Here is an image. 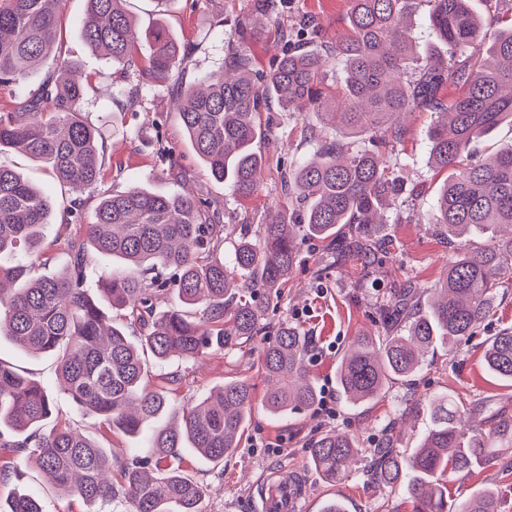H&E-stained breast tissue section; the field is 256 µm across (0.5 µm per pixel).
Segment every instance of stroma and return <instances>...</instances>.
<instances>
[{
  "instance_id": "obj_1",
  "label": "stroma",
  "mask_w": 512,
  "mask_h": 512,
  "mask_svg": "<svg viewBox=\"0 0 512 512\" xmlns=\"http://www.w3.org/2000/svg\"><path fill=\"white\" fill-rule=\"evenodd\" d=\"M254 0H127L125 8L136 21L139 52L149 53V35L162 25L182 44L193 47L196 71L218 69L227 51L225 39L233 35L237 20L248 15ZM87 0H64L60 32V57L81 65L89 77L83 109L103 143L102 167L105 173L99 191L83 195L86 212H93L100 191L120 192L130 185H145L159 193L179 190V183L158 175L153 139L161 137L177 150L187 173V186L207 201L223 206L229 224H260L269 213L287 207L281 191L282 177L292 159L310 153L305 122L284 112L273 113L272 136L264 144L267 163L257 192L246 200L235 198L223 183L215 181L196 156L176 114L172 93L159 88L141 105L127 108L111 100V88L102 74L107 63L93 52L82 37V18ZM345 0H281L273 19L267 20L260 35L248 41L260 72L275 66L283 48V28H299L303 18L312 16L323 24L321 39L334 43L348 31ZM436 114L417 112L408 116L407 133L397 150L407 165L403 176L406 190L395 213L396 223L384 226L389 239L388 254L373 275H364L359 260L350 259L331 267L317 242L301 246L297 268L274 308L269 309L267 334L275 335L281 323L298 326L311 340L308 354L310 373L317 385H335L336 365L353 336L381 329L379 306L392 288L404 281L432 289L444 275L450 248L436 237L428 219L434 209L442 175L424 160L428 151V131ZM0 163L21 172L36 183L56 203L58 210L45 232L44 256L50 268L66 266L68 255L63 239L66 229L60 215L73 196L59 184L52 170L39 161L15 152L0 153ZM512 328V286L498 289L496 307L475 336L461 341L454 352L438 350L428 356L424 368L411 385L393 384L386 396L371 405L353 408L337 401L334 417L319 410L301 411L287 419L270 417L263 407L266 381L259 372L258 358L266 336L241 351L210 354L201 363L180 365L183 379L173 394L176 405L193 402L232 379H243L254 387L249 423L239 448L213 464L193 453H186L190 475L207 488L202 512H256L257 491L271 472L284 470L301 474L307 485L298 512H320L330 498L344 500L348 512H411L404 491H391L367 482L366 457H359L351 475L330 484L310 465L309 447L325 430L333 429L356 437L361 447L374 448L393 428L397 450L414 447L429 422L428 405L432 395L445 392L464 405H481L479 422H490L495 414L512 417V384L486 372L483 349L486 341L502 330ZM0 359L47 387H55V360L47 355H26L9 341L0 342ZM58 404L78 428H92L97 442L111 449L118 458L146 457L143 441L109 432L97 426L96 419L73 411L66 396ZM21 479L0 484V493L34 491L42 499L44 512H85L82 501L49 486L33 464L21 463ZM451 499L463 500L490 486L502 496L503 512H512V449L502 452L487 467L473 474L447 477Z\"/></svg>"
}]
</instances>
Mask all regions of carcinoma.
Listing matches in <instances>:
<instances>
[{"mask_svg":"<svg viewBox=\"0 0 512 512\" xmlns=\"http://www.w3.org/2000/svg\"><path fill=\"white\" fill-rule=\"evenodd\" d=\"M125 0H87L82 25L88 45L109 60L111 99L133 105L170 81L177 85L178 118L197 157L232 194L244 198L260 184L270 134L263 106L274 100L288 114H313L307 127L312 152L295 159L282 181L289 208L276 219L240 225L232 255L222 258L223 213L208 221L206 202L193 194H161L140 185L101 193L86 216L75 197L63 222L75 225L66 239L68 263L47 269L43 232L55 209L52 197L20 172L0 166V260L23 251L24 261L0 263V335L21 349L49 354L57 384L76 410L128 437L150 419L162 423L146 438L151 455L112 465V451L71 426L53 393L0 361V474L18 471L24 458L57 489L79 497L87 512L119 501L126 512H202L206 487L183 471V452L221 463L234 452L250 418L253 388L232 380L194 404L174 407L171 386L150 384V366L177 356L193 362L209 351L244 348L264 330L270 305L291 279L300 245L322 244L338 265L360 257L366 268L382 263L379 226L403 192V181L382 156L402 142L400 117L441 114L429 131L426 165L452 173L439 189L430 223L452 244L448 272L434 296L409 283L393 289L380 306L382 334H359L336 367L347 405L362 407L409 382L424 358L439 347L453 349L473 335L495 308L496 289L512 277V143L495 157L468 164L470 146L504 121L512 123V26L500 30L477 62L468 49L483 34L484 19L471 0H347L349 33L316 51L293 50L262 76L240 43L260 34L257 20L237 22V44L228 49L220 74L186 82L192 49L163 28L152 33L147 60L135 55L134 27ZM423 14L436 53L420 60L405 35V22ZM62 0H0V86L24 88L29 76L58 47ZM336 66V85L327 68ZM461 89L445 100L444 90ZM84 83L69 60L22 103L0 109V149L23 152L48 165L73 189H97L103 181L102 146L82 109ZM334 127L352 138L341 143ZM159 171L178 176L176 152L163 141ZM474 237L486 242L475 245ZM100 259L116 260L125 272L102 271L97 291L89 280ZM177 304L159 310L161 295ZM310 341L284 323L259 360L269 387L265 410L286 418L319 403L307 366ZM484 364L512 382V330L488 339ZM466 408L448 393L430 398L429 426L419 445L403 454L389 444L368 450L367 480L405 490L411 512H501L499 492L487 489L464 501L448 500L445 475L470 474L490 461L495 448L512 444V417L488 429H467ZM358 440L334 430L310 448L311 465L327 482L347 476L360 455ZM0 512H44L40 498L15 492L0 497Z\"/></svg>","mask_w":512,"mask_h":512,"instance_id":"cac0c4a2","label":"carcinoma"}]
</instances>
